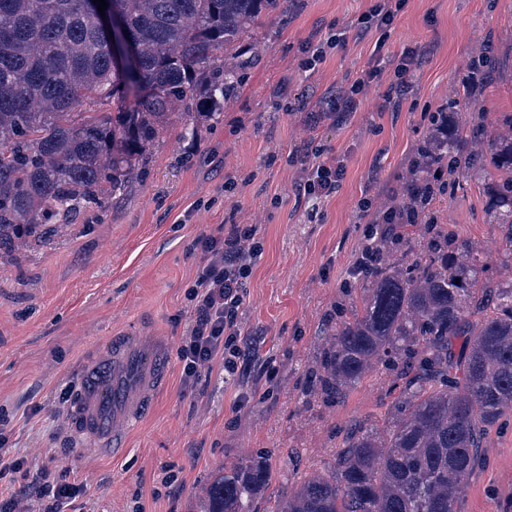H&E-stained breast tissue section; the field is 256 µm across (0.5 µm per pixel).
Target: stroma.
<instances>
[{
    "instance_id": "obj_1",
    "label": "stroma",
    "mask_w": 512,
    "mask_h": 512,
    "mask_svg": "<svg viewBox=\"0 0 512 512\" xmlns=\"http://www.w3.org/2000/svg\"><path fill=\"white\" fill-rule=\"evenodd\" d=\"M369 0H289L246 32L237 49L241 81L221 121L196 114V138L182 123L165 129L128 191L76 223L50 225L19 248H0V434L31 470L64 471L79 494L65 512H200L207 483L225 466L269 452L274 475L255 499L266 512L288 483L329 472L345 428L383 424L393 410V374L379 366L343 401L308 394L327 321L365 239L356 204L384 203L425 146L436 111L472 117L488 132L512 114V0H406L383 50L375 36L349 39L316 70L301 61L306 40L328 25L353 27ZM432 53L413 71L402 109L380 112L390 60L412 43ZM494 45L504 69L487 89H471L467 61ZM384 72L349 122L311 126L294 110L297 93L315 95ZM346 160L339 190L319 208L299 201L291 157L307 140ZM233 192H225V181ZM494 177L458 170L429 210L435 223L471 242L504 279L499 261L507 225L491 223ZM227 224H254L263 254L245 283L242 323L260 345L242 375L223 367L185 383L176 353L192 319L186 298L202 262L195 240ZM169 336L170 384L130 430L117 458L96 456L72 434L68 413L84 360L113 334ZM246 403H239V396ZM176 474L169 490L161 481ZM457 512H512V412L491 429Z\"/></svg>"
}]
</instances>
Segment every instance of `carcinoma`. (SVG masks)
Instances as JSON below:
<instances>
[{
  "mask_svg": "<svg viewBox=\"0 0 512 512\" xmlns=\"http://www.w3.org/2000/svg\"><path fill=\"white\" fill-rule=\"evenodd\" d=\"M287 2L110 0L133 40L119 68L93 0H0V245L122 196L174 114L237 87L232 47ZM96 99L112 111L73 118ZM474 163L500 173L488 212L512 225V132L446 133L435 166L452 175ZM424 240L415 254L406 231L380 243L382 259L350 286L360 305L327 323L311 390L339 401L385 364L393 415L349 429L331 472L276 496L271 512H456L480 437L512 411V282L485 276L478 250L440 224ZM271 481L260 456L226 466L204 512H251Z\"/></svg>",
  "mask_w": 512,
  "mask_h": 512,
  "instance_id": "cac0c4a2",
  "label": "carcinoma"
}]
</instances>
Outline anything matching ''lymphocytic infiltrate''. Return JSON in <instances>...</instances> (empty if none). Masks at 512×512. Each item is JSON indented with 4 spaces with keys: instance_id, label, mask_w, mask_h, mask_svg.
<instances>
[{
    "instance_id": "lymphocytic-infiltrate-1",
    "label": "lymphocytic infiltrate",
    "mask_w": 512,
    "mask_h": 512,
    "mask_svg": "<svg viewBox=\"0 0 512 512\" xmlns=\"http://www.w3.org/2000/svg\"><path fill=\"white\" fill-rule=\"evenodd\" d=\"M406 0H373L360 14L356 26L359 33L376 32V49H383L395 17L403 10ZM428 54L422 45L406 47L394 62L391 86L392 94L386 95L379 104L382 112L400 111L411 89V72ZM381 72L366 70L350 85L338 87L319 98L315 106H308L306 96H298L299 106L310 109L309 120L319 123L331 118L337 123H347L361 108L371 84L378 81ZM346 166L337 155L305 167L298 184L299 195L312 204H320L340 188ZM405 200L391 205H376L372 197L361 198L357 209L367 220L366 236L371 240L380 224H422L426 214L410 207V200L421 199L426 193L422 182L406 185ZM254 225L231 224L223 235H204L195 242L203 254V264L188 291L193 306L190 327L179 349L184 380L198 379L211 370L215 363H223L228 375H235L246 357L248 337L241 326L240 311L244 304V282L263 253V244ZM20 476L21 481L11 496L0 500V512H17L23 498L34 496L41 503L43 512H63V504L73 494L70 484L50 471H29L24 459L0 460V479Z\"/></svg>"
}]
</instances>
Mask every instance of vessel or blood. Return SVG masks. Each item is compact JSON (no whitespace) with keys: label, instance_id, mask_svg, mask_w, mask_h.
Returning <instances> with one entry per match:
<instances>
[{"label":"vessel or blood","instance_id":"obj_1","mask_svg":"<svg viewBox=\"0 0 512 512\" xmlns=\"http://www.w3.org/2000/svg\"><path fill=\"white\" fill-rule=\"evenodd\" d=\"M167 341L162 336H114L89 361L69 411L73 432L115 456L119 441L167 385Z\"/></svg>","mask_w":512,"mask_h":512}]
</instances>
